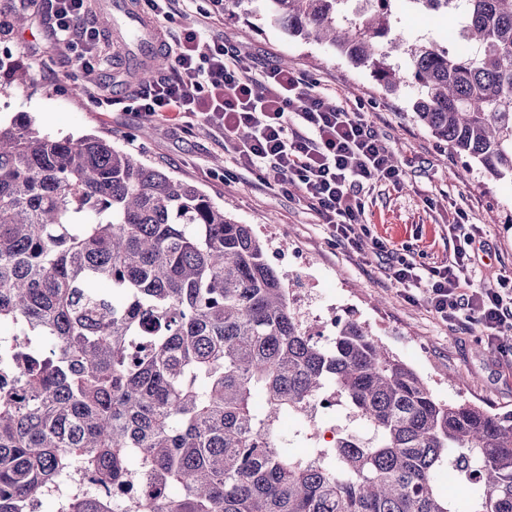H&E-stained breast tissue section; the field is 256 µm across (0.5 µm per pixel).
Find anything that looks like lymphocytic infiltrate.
I'll list each match as a JSON object with an SVG mask.
<instances>
[{"label":"lymphocytic infiltrate","instance_id":"lymphocytic-infiltrate-1","mask_svg":"<svg viewBox=\"0 0 512 512\" xmlns=\"http://www.w3.org/2000/svg\"><path fill=\"white\" fill-rule=\"evenodd\" d=\"M88 0H56L52 40L74 54L92 73L96 34L77 46L76 22ZM174 78L156 79L134 94L129 109L162 120L197 118L219 132L235 167L260 184L283 193L299 190L301 199L350 253L360 254L370 240L374 255L391 254L389 243L365 221L366 196L376 184L401 186L404 171L366 113L336 105L319 83L292 68L254 74L247 58L206 28L189 30L173 51ZM456 210L448 232L454 241L448 258L428 266L398 257L388 268L405 298L420 294L441 320L478 325L492 351L512 356L502 344L512 334V277L500 276L477 287L476 243L481 232Z\"/></svg>","mask_w":512,"mask_h":512}]
</instances>
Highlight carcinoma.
<instances>
[{"mask_svg": "<svg viewBox=\"0 0 512 512\" xmlns=\"http://www.w3.org/2000/svg\"><path fill=\"white\" fill-rule=\"evenodd\" d=\"M270 2L385 90L412 82L419 124L512 177V0H411L463 12L472 55L391 35L395 0ZM137 49L138 81L171 68ZM265 249L103 137L0 124V512H512V415L439 399L352 315L319 340Z\"/></svg>", "mask_w": 512, "mask_h": 512, "instance_id": "obj_1", "label": "carcinoma"}]
</instances>
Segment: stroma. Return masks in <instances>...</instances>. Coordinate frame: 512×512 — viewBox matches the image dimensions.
<instances>
[{
  "label": "stroma",
  "mask_w": 512,
  "mask_h": 512,
  "mask_svg": "<svg viewBox=\"0 0 512 512\" xmlns=\"http://www.w3.org/2000/svg\"><path fill=\"white\" fill-rule=\"evenodd\" d=\"M81 28L98 31L104 62L92 75L77 70L68 51L48 32L54 0H0V21L26 13V28L0 37V48L26 64L33 83L10 85L0 71V118L26 113L41 132L57 137L94 134L137 155L145 164L197 186L226 213L251 225L268 241V264L293 289L295 304L308 321L327 323L354 315L409 364L442 400L482 401L512 412V360L481 347L478 326H454L435 317L423 302L406 299L388 279L384 260L359 259L335 244L316 214L297 198L258 186L248 172L225 178L221 135L195 120H153L140 135L141 118L125 105L133 89L126 71L130 56L126 33L146 24L157 55H167L187 30L197 28L210 0H175L169 17L151 12L145 0H91ZM112 19L111 32L98 29L97 4ZM458 17L436 22L417 12L394 11L392 27L417 42L456 51L448 37ZM213 37L230 42L261 71L289 59L308 80L320 82L339 105L370 113L379 133L405 172L402 188L377 184L367 200L366 220L395 242H412L425 264L446 258L453 249L446 230L457 204L470 223L486 232L489 248L476 269L475 285L512 275V179H493L466 155L452 151L413 118L414 91L381 88L366 66H357L325 45L289 35L274 23L269 0H241L229 7Z\"/></svg>",
  "instance_id": "1"
}]
</instances>
